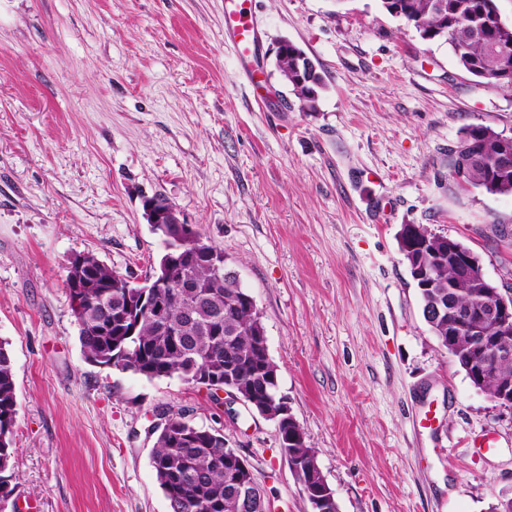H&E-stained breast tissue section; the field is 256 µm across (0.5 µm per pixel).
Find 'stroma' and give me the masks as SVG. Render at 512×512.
I'll list each match as a JSON object with an SVG mask.
<instances>
[{
	"label": "stroma",
	"mask_w": 512,
	"mask_h": 512,
	"mask_svg": "<svg viewBox=\"0 0 512 512\" xmlns=\"http://www.w3.org/2000/svg\"><path fill=\"white\" fill-rule=\"evenodd\" d=\"M252 89L224 0H0V341L13 360L12 499L23 512H168L155 413L221 429L271 512H311L275 423L224 417L178 377L86 361L66 276L93 253L131 281L172 203L253 296L281 393L339 512H491L512 497V411L476 390L424 321L402 225L470 248L512 288V195L456 184L464 129L512 136V92L462 70L381 0H247ZM288 40L324 78L307 112ZM429 426H422L423 416ZM246 1L226 0L224 6V42L230 44L236 53L239 69L252 86L258 84L256 50L258 32L254 18L245 7Z\"/></svg>",
	"instance_id": "obj_1"
}]
</instances>
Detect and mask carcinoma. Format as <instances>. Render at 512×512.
<instances>
[{"mask_svg": "<svg viewBox=\"0 0 512 512\" xmlns=\"http://www.w3.org/2000/svg\"><path fill=\"white\" fill-rule=\"evenodd\" d=\"M384 8L410 23L421 39L447 42L458 64L484 84L512 92V26L499 19L495 0H384ZM287 50L288 54L278 57L280 75L303 107L313 111L323 77L298 60L303 54L300 48L290 42ZM463 169L466 184L492 195H512V137L488 126L467 128L456 150L448 152L452 179L458 180ZM415 239L423 246L412 250L401 242L399 250L408 268L424 267L431 273L434 287L418 288L422 308L450 295L460 306L479 298V289L458 280L442 236L419 224ZM82 258V266H69L66 287L71 299L81 303L82 310L74 316L88 362L150 379L176 376L192 385L202 368L222 378L224 368L231 364L242 387L265 391L272 412H277L282 393L270 380L278 374L277 365L272 358L254 352V336L265 333V328L245 288H231L205 266L186 259L166 275L172 280L193 276L201 288L190 299L171 295L164 321L145 316L136 333L129 336L124 326L113 322L112 312V282H124L123 275L92 253H84ZM452 283L455 287L448 288ZM452 355L467 374L472 367L485 364L481 387L489 398L502 399L504 385L512 383L511 357L490 359L466 331L456 337ZM270 420L285 443L281 450L287 462L303 458L309 465L296 473L299 481H325L321 470L313 466L314 449L306 439H296L298 425L273 415ZM15 424L13 363L6 343L0 341V512H7L14 491L5 472L11 469ZM151 463L167 502H176L173 512H226L224 502L232 498L234 486L224 466L222 431L215 429L203 437L178 418L159 431Z\"/></svg>", "mask_w": 512, "mask_h": 512, "instance_id": "cac0c4a2", "label": "carcinoma"}]
</instances>
